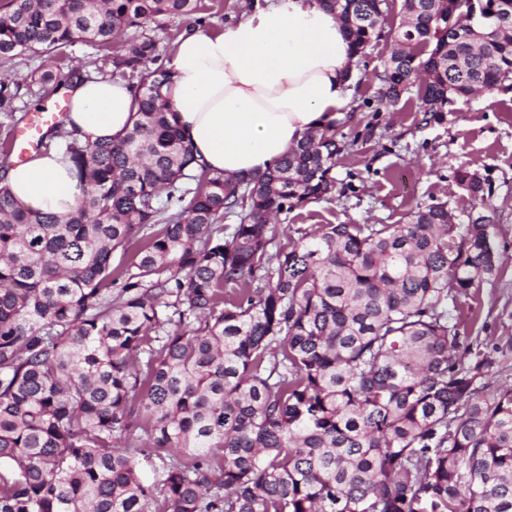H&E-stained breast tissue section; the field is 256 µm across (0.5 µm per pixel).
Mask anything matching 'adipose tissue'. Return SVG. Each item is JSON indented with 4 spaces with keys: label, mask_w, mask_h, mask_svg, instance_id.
<instances>
[{
    "label": "adipose tissue",
    "mask_w": 512,
    "mask_h": 512,
    "mask_svg": "<svg viewBox=\"0 0 512 512\" xmlns=\"http://www.w3.org/2000/svg\"><path fill=\"white\" fill-rule=\"evenodd\" d=\"M355 62L342 22L318 0H256L220 32L180 37L166 62L168 104L200 162L228 179L261 174L347 111ZM67 98L66 128L82 140L114 138L132 124L127 82L98 77ZM0 181L36 211L68 213L82 195L54 149L7 167Z\"/></svg>",
    "instance_id": "ef3b65f1"
}]
</instances>
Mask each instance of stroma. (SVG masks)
<instances>
[{
	"instance_id": "1",
	"label": "stroma",
	"mask_w": 512,
	"mask_h": 512,
	"mask_svg": "<svg viewBox=\"0 0 512 512\" xmlns=\"http://www.w3.org/2000/svg\"><path fill=\"white\" fill-rule=\"evenodd\" d=\"M388 3L381 38L354 71L352 108L335 121L339 132L358 142L336 164L334 192L278 215L272 231L276 242L284 243L294 224H395L412 208L431 203L446 204L463 221L472 201L456 186V172L467 168L490 176V202L507 260L494 284L472 289L459 303L476 320L473 335L498 345L491 381L506 388L512 386V92L493 90L450 102L439 122L423 121L413 89L395 107L371 112L376 75L404 21L401 0Z\"/></svg>"
}]
</instances>
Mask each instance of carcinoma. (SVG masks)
<instances>
[{"mask_svg":"<svg viewBox=\"0 0 512 512\" xmlns=\"http://www.w3.org/2000/svg\"><path fill=\"white\" fill-rule=\"evenodd\" d=\"M198 2L0 0L1 59L130 30L101 74L135 87L118 139L48 131L82 188L74 211H31L0 186V512H512V390H489L498 347L468 336L456 301L500 274L490 179L455 176L482 220L432 203L275 244L270 217L332 193L347 144L334 125L308 132L236 181L200 163L147 32L205 22ZM319 2L354 56L381 37L387 0ZM402 8L375 111L422 72L430 121L512 90V0ZM89 77L71 63L24 82ZM19 88L0 77V112Z\"/></svg>","mask_w":512,"mask_h":512,"instance_id":"1","label":"carcinoma"}]
</instances>
